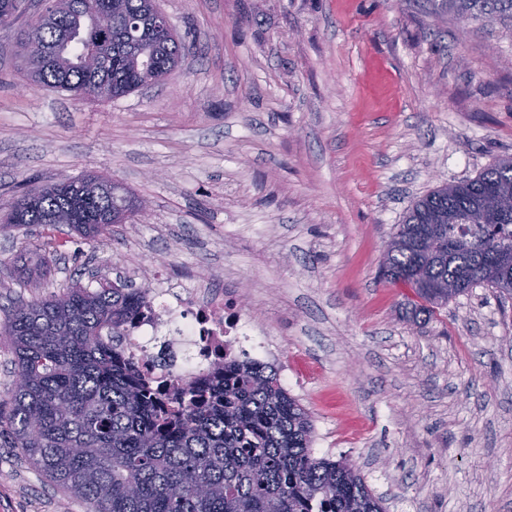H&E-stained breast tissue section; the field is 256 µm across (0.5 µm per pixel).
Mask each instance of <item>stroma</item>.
<instances>
[{"label":"stroma","mask_w":512,"mask_h":512,"mask_svg":"<svg viewBox=\"0 0 512 512\" xmlns=\"http://www.w3.org/2000/svg\"><path fill=\"white\" fill-rule=\"evenodd\" d=\"M185 45L162 83L108 100L31 85L0 26V216L94 173L145 202L99 241L0 230L15 302L119 281L220 290L267 330L319 457L355 461L387 512H512V298L434 317L381 274L431 190L512 155V21L444 0H156ZM0 430V512H91Z\"/></svg>","instance_id":"obj_1"}]
</instances>
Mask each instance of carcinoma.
<instances>
[{"label": "carcinoma", "mask_w": 512, "mask_h": 512, "mask_svg": "<svg viewBox=\"0 0 512 512\" xmlns=\"http://www.w3.org/2000/svg\"><path fill=\"white\" fill-rule=\"evenodd\" d=\"M466 20H512V0H448ZM28 9L0 0V25ZM155 0H69L45 10L19 38L33 83L78 98L116 99L177 67L175 30L139 37L135 21ZM102 58L88 71L80 54ZM512 196V157L475 177L439 186L409 209L389 241L383 277L409 288L413 314L430 317L477 286L512 298V267L488 259L512 249V210L483 219L486 202ZM139 202L95 174L37 186L19 196L0 230L58 223L87 240L105 219L133 217ZM138 288L75 285L15 307L3 326L18 383L0 400L13 447L94 512H386L347 459L317 457L308 411L288 395L277 369L226 357L162 401L161 388L125 357L126 326L139 314Z\"/></svg>", "instance_id": "1"}]
</instances>
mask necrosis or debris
Returning a JSON list of instances; mask_svg holds the SVG:
<instances>
[{
	"label": "necrosis or debris",
	"mask_w": 512,
	"mask_h": 512,
	"mask_svg": "<svg viewBox=\"0 0 512 512\" xmlns=\"http://www.w3.org/2000/svg\"><path fill=\"white\" fill-rule=\"evenodd\" d=\"M147 303L124 351L147 379L166 387L198 376L222 355H238L252 336L238 303L220 292L200 300L156 289Z\"/></svg>",
	"instance_id": "1"
}]
</instances>
